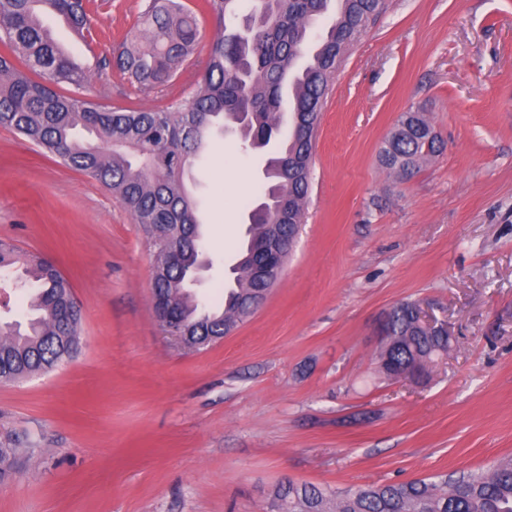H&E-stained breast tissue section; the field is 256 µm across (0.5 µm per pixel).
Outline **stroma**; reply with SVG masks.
I'll return each mask as SVG.
<instances>
[{
  "mask_svg": "<svg viewBox=\"0 0 512 512\" xmlns=\"http://www.w3.org/2000/svg\"><path fill=\"white\" fill-rule=\"evenodd\" d=\"M148 0H95L92 45L42 18L86 97L149 108L183 94L223 32L161 93L115 68ZM420 110L440 155L402 178L379 148ZM267 155L214 137L187 178L224 302ZM0 238L52 259L81 313L78 356L0 382L19 470L0 512H269L281 480L327 491L488 469L512 456V0H388L348 49L322 112L298 241L231 335L189 350L153 315V249L102 184L0 127ZM424 299L450 332L418 381L386 378L376 329Z\"/></svg>",
  "mask_w": 512,
  "mask_h": 512,
  "instance_id": "1",
  "label": "stroma"
}]
</instances>
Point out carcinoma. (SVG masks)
<instances>
[{
  "mask_svg": "<svg viewBox=\"0 0 512 512\" xmlns=\"http://www.w3.org/2000/svg\"><path fill=\"white\" fill-rule=\"evenodd\" d=\"M239 0H204L221 20H236ZM254 15L267 19L241 38H214L190 92L158 109L120 108L80 96L86 71L74 65L41 24L50 12L83 38L90 32L92 0H0V125L70 168L95 179L129 209L153 245L152 300L175 301L174 314L200 339L221 336L227 325L248 316L247 298L263 285L252 267L263 259L273 225L303 221L310 188L312 140L295 126L317 127L329 79L344 47L366 29L384 0H258ZM335 17L314 33L322 16ZM142 33L115 59V66L143 88L162 87L179 73L198 42L195 11L181 0H149L141 16ZM308 62L296 68L297 61ZM289 122L288 138L266 163L264 203L252 209L247 242L232 269L234 285L224 307L208 309L188 290L200 263L204 228L199 206L183 177L207 147L212 129L228 125L243 145L263 149ZM422 113L408 111L380 150L381 165L409 176L441 152L426 141ZM181 250L170 258L169 247ZM16 267L20 284L37 288L27 326L0 323V382L48 372L69 361L78 349L80 311L72 286L56 265L38 254L0 240V268ZM390 339L383 343L380 368L389 377L416 361L448 351V337L421 330L412 303L390 308ZM18 467L17 449L0 439V478ZM270 512H512V457L488 471L453 479L368 485L329 494L313 484L282 481L270 494Z\"/></svg>",
  "mask_w": 512,
  "mask_h": 512,
  "instance_id": "carcinoma-1",
  "label": "carcinoma"
}]
</instances>
